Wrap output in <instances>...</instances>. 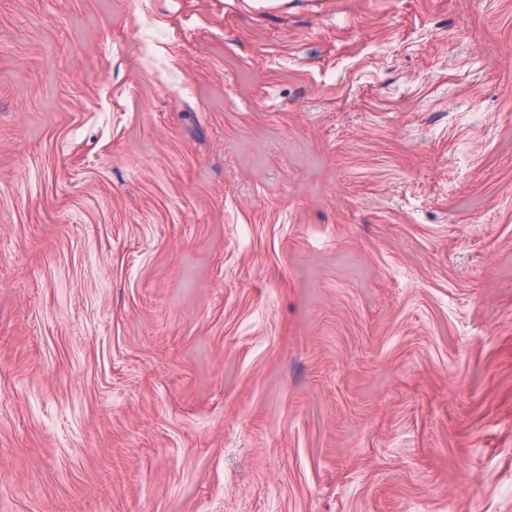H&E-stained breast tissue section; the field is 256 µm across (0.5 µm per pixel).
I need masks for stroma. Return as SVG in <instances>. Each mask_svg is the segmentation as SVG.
Segmentation results:
<instances>
[{
	"instance_id": "35a3bbf8",
	"label": "stroma",
	"mask_w": 512,
	"mask_h": 512,
	"mask_svg": "<svg viewBox=\"0 0 512 512\" xmlns=\"http://www.w3.org/2000/svg\"><path fill=\"white\" fill-rule=\"evenodd\" d=\"M0 512H512V0H0Z\"/></svg>"
}]
</instances>
